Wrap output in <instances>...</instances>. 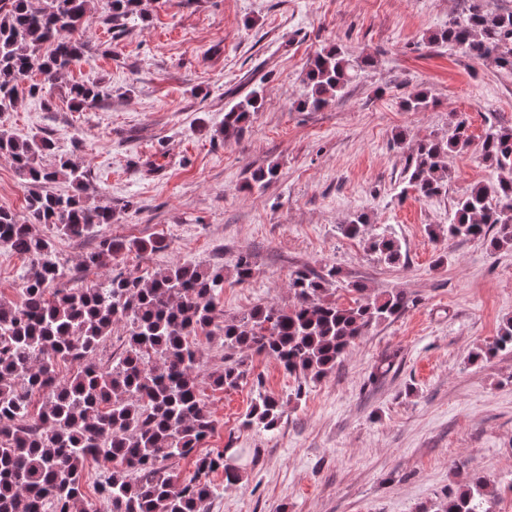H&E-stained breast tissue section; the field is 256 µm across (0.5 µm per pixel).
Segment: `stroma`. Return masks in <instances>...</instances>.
<instances>
[{"instance_id": "obj_1", "label": "stroma", "mask_w": 512, "mask_h": 512, "mask_svg": "<svg viewBox=\"0 0 512 512\" xmlns=\"http://www.w3.org/2000/svg\"><path fill=\"white\" fill-rule=\"evenodd\" d=\"M470 0H143L110 31L104 0H89L81 38L94 46L65 82H98L107 91L82 111L54 95L51 105L20 83L15 111L0 130L53 140L88 172L90 205L112 210L111 223L78 241L54 238L58 257L77 268L105 236L164 237L165 250L122 256L119 267L151 277L171 265L224 267L220 306L239 316L255 305L295 301L293 271L336 268L330 300L349 304L347 282L368 296L403 291L414 305L372 327L336 368L298 383L273 360L252 358L247 384L210 385L222 364L220 337L200 341L199 386L216 426L201 447L245 449L235 459L242 479L218 491L211 512H436L473 473L492 483L493 512H512V353L472 362L512 319V251L483 241L433 239L455 202L499 171L480 145L489 126L512 128V72L429 43L466 12ZM372 63L343 97L302 110L305 73L323 47ZM428 91L424 111L406 99ZM264 106L238 138L225 141L224 114L251 92ZM468 125L471 146L448 157L445 193L426 199L409 186L394 142L445 135ZM277 177L250 185L254 171ZM365 213V235L342 224ZM397 238L405 265L390 267L367 237ZM249 255L252 276L234 265ZM28 261L0 246V300L21 303ZM398 349L396 369L378 383L368 374L380 355ZM279 397L277 431L240 429L258 392Z\"/></svg>"}]
</instances>
